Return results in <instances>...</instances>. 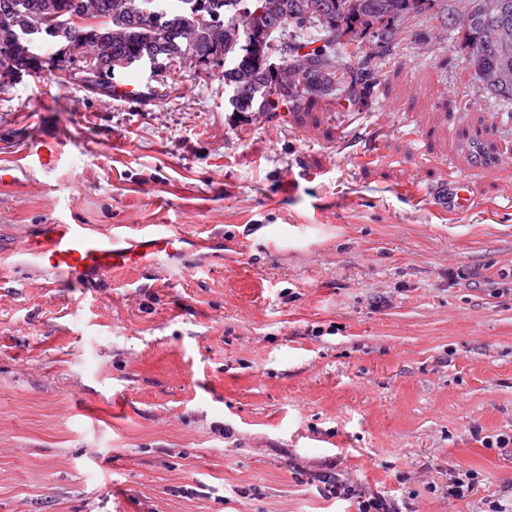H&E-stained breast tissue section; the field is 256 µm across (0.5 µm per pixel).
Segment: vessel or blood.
<instances>
[{"mask_svg":"<svg viewBox=\"0 0 512 512\" xmlns=\"http://www.w3.org/2000/svg\"><path fill=\"white\" fill-rule=\"evenodd\" d=\"M65 152L55 137H45L36 147L22 156L24 169L51 170L63 160ZM482 174L481 168L453 177L454 206L467 209L472 201L471 185ZM122 226H113L101 233L86 224H49L31 240L27 253L32 264L47 268L66 278L87 286H104L112 271L137 266L149 268L161 258H173L180 252L181 234L176 230L146 229L144 249L117 247Z\"/></svg>","mask_w":512,"mask_h":512,"instance_id":"1","label":"vessel or blood"}]
</instances>
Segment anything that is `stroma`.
I'll list each match as a JSON object with an SVG mask.
<instances>
[{"label":"stroma","instance_id":"1","mask_svg":"<svg viewBox=\"0 0 512 512\" xmlns=\"http://www.w3.org/2000/svg\"><path fill=\"white\" fill-rule=\"evenodd\" d=\"M433 27L358 112L238 123L189 67L150 100L140 68L133 98L62 63L0 88V166L66 152L0 183V512H357L325 472L392 512L512 502V111ZM60 221L171 224L182 256L83 288L27 263ZM65 152L56 137H43L37 146L21 157L16 167L22 169L52 170L63 160ZM482 174V168L476 167L467 174L451 178L449 181L454 188V207L457 210L467 209L472 201L471 185Z\"/></svg>","mask_w":512,"mask_h":512}]
</instances>
